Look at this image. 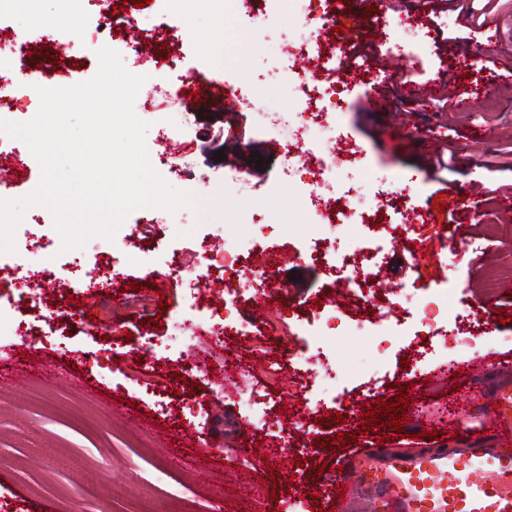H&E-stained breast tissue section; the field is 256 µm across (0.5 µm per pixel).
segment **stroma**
<instances>
[{"mask_svg":"<svg viewBox=\"0 0 512 512\" xmlns=\"http://www.w3.org/2000/svg\"><path fill=\"white\" fill-rule=\"evenodd\" d=\"M351 8L365 25L361 37L336 32L323 44L341 73H348L353 56L375 74L390 56L408 69L384 83L352 78L342 109L331 115L341 147L365 171L408 184L412 204L431 216L375 260L380 281L399 285L389 292L385 312L347 298L331 285L335 269L307 261L305 185L275 182L297 143L258 135L251 111L225 109L207 95L186 94L142 113L152 167L199 207L166 217L156 208L134 210L111 250L89 242L78 253L62 251L46 208L26 212L16 245L50 246L67 272L46 300L26 284L24 270H0V305L10 308L18 326L0 338V359L33 368L22 381L0 382V512H36L40 504L48 512H280L287 502L319 512L349 452H432L469 445L476 433L490 438L483 427L486 400L512 391V293L502 290L512 284V212H503L488 193L512 184V86L499 70L460 62L487 41H512V0H500L498 27L472 39L461 36L454 0H353ZM293 9L292 0H279L263 14L247 12L241 0H209L186 15L178 0H152L140 14L141 39L157 55L179 56L196 85L220 83L243 97L250 88L241 68L277 69L284 37L308 36L303 25L282 28L281 15ZM41 10L62 19L59 41L83 54L69 84L96 74L94 59L103 46L118 51L131 73L149 72L120 24L98 27L91 11L77 26L67 25L70 0H43ZM405 10L421 14L434 32L422 54L397 49L398 34L382 25ZM202 36L210 44L204 59L197 50ZM454 93L475 96L478 104L448 121L441 107ZM169 140L181 144L179 153L166 151ZM449 142L460 157L452 172L435 163ZM219 150L225 154L220 162ZM490 150L499 151L501 170L472 166ZM256 152L265 157L263 166L251 163ZM0 164L13 175L9 199L36 188L40 166L22 141L0 153ZM230 171L244 174V187L215 183ZM205 173L210 183H202ZM463 187L480 195V205L446 211ZM228 244L250 248L251 260L275 284L273 294L251 296L231 317L250 324L262 343L236 335L220 348L206 335L173 340L174 317L194 313L223 321L227 276L201 265L200 256ZM134 282L140 291H130ZM441 287L453 294L451 321L437 329L436 339L414 335L419 305ZM302 306L341 310L354 319L349 335L330 332L320 339L322 351L349 369L341 385L320 380L304 389L292 361L310 356V349L300 337L270 330L271 322ZM382 319L403 322L409 336L385 341L374 328ZM228 357L236 361V381L204 384L198 369L222 374ZM272 361L281 366L279 387L267 393L261 374ZM399 382L411 386L401 433L385 439L384 423L362 433L363 407L394 400ZM266 395L281 427L253 420L251 404ZM449 405L457 412L452 423ZM331 411L344 422L326 424ZM341 434L348 437L342 447L336 442ZM316 461L324 462L323 471L313 469ZM284 477L294 480L293 489L274 487V479Z\"/></svg>","mask_w":512,"mask_h":512,"instance_id":"1","label":"stroma"}]
</instances>
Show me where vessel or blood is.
<instances>
[{"label": "vessel or blood", "instance_id": "vessel-or-blood-1", "mask_svg": "<svg viewBox=\"0 0 512 512\" xmlns=\"http://www.w3.org/2000/svg\"><path fill=\"white\" fill-rule=\"evenodd\" d=\"M494 428L491 446L382 459L387 477L375 488L381 512H512V422ZM360 490L359 479L348 478L327 501L334 512H349Z\"/></svg>", "mask_w": 512, "mask_h": 512}]
</instances>
